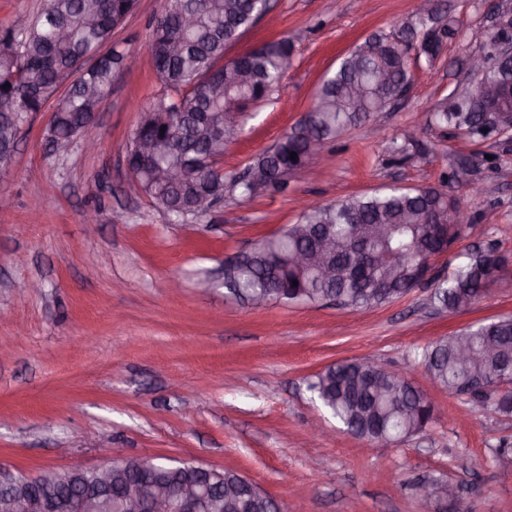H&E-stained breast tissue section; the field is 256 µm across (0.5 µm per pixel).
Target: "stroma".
I'll return each instance as SVG.
<instances>
[{"label":"stroma","mask_w":512,"mask_h":512,"mask_svg":"<svg viewBox=\"0 0 512 512\" xmlns=\"http://www.w3.org/2000/svg\"><path fill=\"white\" fill-rule=\"evenodd\" d=\"M458 25L434 64L418 61L393 110L342 133L288 179L283 192L225 195L201 217L175 220L131 186L125 155L141 108L163 91L150 65L151 23L165 0H137L112 35L138 66L121 71L95 121V150L46 145L49 112L22 128L0 173V469L35 476L101 464L115 454L234 467L281 512H417L414 485L461 487L472 512H512V416L470 408L433 387L416 357L469 324L512 315V291L491 290L465 311L437 309L418 288L378 308L276 303L253 308L224 289V258L295 223L304 200L333 203L400 184H445L470 222L434 261L450 274L460 254L493 247L512 261V143L424 125L438 100L470 86L469 55L512 0H436ZM228 46L232 58L283 34L294 44L276 90L249 105L224 144L225 179L242 174L306 112L325 73L369 34L393 29L417 0H272ZM98 221L85 223L88 210ZM38 291H25L29 281ZM405 371L427 393L426 432L370 444L313 401L308 383L342 359ZM323 418V440L310 422Z\"/></svg>","instance_id":"obj_1"}]
</instances>
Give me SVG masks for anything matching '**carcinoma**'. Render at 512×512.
Returning <instances> with one entry per match:
<instances>
[{"label":"carcinoma","mask_w":512,"mask_h":512,"mask_svg":"<svg viewBox=\"0 0 512 512\" xmlns=\"http://www.w3.org/2000/svg\"><path fill=\"white\" fill-rule=\"evenodd\" d=\"M135 3L47 0L32 20L0 28L1 170L13 161L22 124L51 99L50 142L91 134L114 75L128 62L126 54L112 46V33ZM269 9L264 0H168L154 18L148 50L163 93L141 110L126 158L140 190L169 215L202 216L208 211L200 206L202 195L221 198L229 185L246 198L286 190L288 176L312 159L310 143L323 146L371 114L385 111L400 89L411 85L415 58L398 48L393 37L411 40L434 24L449 38L457 33L454 23L440 14L425 18L418 12L388 33L368 35L325 75L308 120L296 123L272 149L254 158L245 176L226 182L219 167L224 158L220 141L233 128L224 127V113L242 112L249 102L268 97L290 65L293 45L283 35L239 55L234 69L224 66L226 47ZM185 15L192 19L188 26L181 24ZM483 54L489 60L486 83H512V70L498 64L490 45ZM66 81V93L55 97ZM487 101L482 89L473 85L437 101L430 122L454 134L487 140L492 126L512 120V92L492 107ZM137 140L153 144L152 163L139 162ZM292 152L297 154L293 160ZM171 168L183 170L179 180L161 177ZM466 222L459 206L448 202V193L431 185L388 186L333 204L308 202L297 223L236 254V264L224 268V288L242 300L267 292L272 302L282 305L334 299L353 311L379 307L416 288L419 263L446 253ZM323 243L334 277H321L312 265L288 264L295 253ZM506 265V258L492 247L470 251L464 264L436 285L430 299L445 310L456 311L463 301L471 306L499 285ZM460 343L476 355L475 363L464 365L457 359ZM511 360L512 317H501L440 337L423 349L420 363L448 394H466L482 411L509 415ZM375 372L369 364L347 359L324 368L309 390L349 433L371 444L393 443L425 430L433 418L427 394L393 372L380 375L379 389H364ZM155 468L112 470V493L125 494L156 477L175 484L196 478L186 467ZM49 478L66 492L76 491L81 482L69 472H53ZM16 479L24 483L16 491L29 496L41 492L39 477L20 474ZM211 486L223 500L250 490L246 477L232 468L219 470ZM252 497L254 512H280L268 493L256 491Z\"/></svg>","instance_id":"1"}]
</instances>
